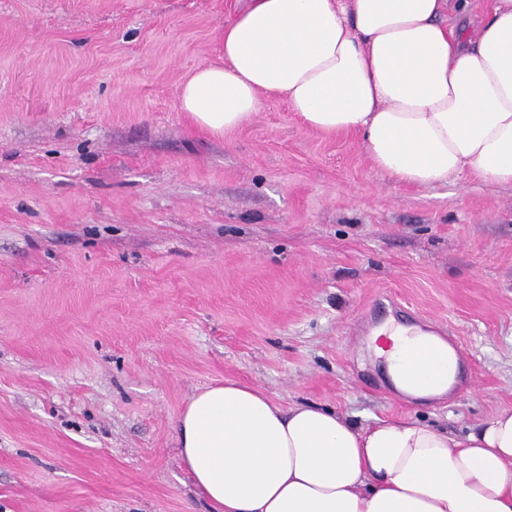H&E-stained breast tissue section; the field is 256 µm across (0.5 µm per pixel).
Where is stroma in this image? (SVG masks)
<instances>
[{"mask_svg": "<svg viewBox=\"0 0 512 512\" xmlns=\"http://www.w3.org/2000/svg\"><path fill=\"white\" fill-rule=\"evenodd\" d=\"M247 0H0V512H208L177 419L231 378L360 425L512 408V185L376 169L280 99L224 135L179 88ZM464 356L412 401L387 320Z\"/></svg>", "mask_w": 512, "mask_h": 512, "instance_id": "1", "label": "stroma"}]
</instances>
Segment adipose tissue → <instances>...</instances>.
I'll return each mask as SVG.
<instances>
[{
    "label": "adipose tissue",
    "mask_w": 512,
    "mask_h": 512,
    "mask_svg": "<svg viewBox=\"0 0 512 512\" xmlns=\"http://www.w3.org/2000/svg\"><path fill=\"white\" fill-rule=\"evenodd\" d=\"M470 14V0H249L224 26L223 63L184 80L179 107L221 135L282 98L312 129L359 134L400 182L512 185V0L474 27ZM375 338L403 395L451 391L444 339L401 325ZM177 433L211 512H512L510 409L462 437L410 418L362 427L228 379L190 397Z\"/></svg>",
    "instance_id": "obj_1"
}]
</instances>
